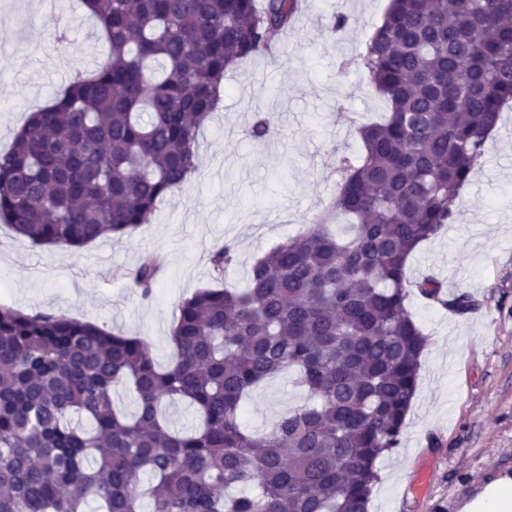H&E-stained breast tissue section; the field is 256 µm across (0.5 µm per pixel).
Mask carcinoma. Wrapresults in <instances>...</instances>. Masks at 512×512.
<instances>
[{"instance_id": "cac0c4a2", "label": "carcinoma", "mask_w": 512, "mask_h": 512, "mask_svg": "<svg viewBox=\"0 0 512 512\" xmlns=\"http://www.w3.org/2000/svg\"><path fill=\"white\" fill-rule=\"evenodd\" d=\"M109 58L32 112L0 153V222L33 247L123 237L197 169L228 66L274 48L296 0H83ZM388 114L309 229L249 286L179 306L175 360L138 336L0 306V512H368L376 463L400 445L427 346L409 288L458 313L407 263L454 223L456 200L512 101V0H389L362 57ZM271 133L265 117L247 130ZM350 219L348 236L328 223ZM236 260L233 243L210 262ZM163 266L126 277L150 299ZM308 403L262 434L239 413L283 372ZM129 389L128 414L114 394ZM196 412L174 427L166 407Z\"/></svg>"}]
</instances>
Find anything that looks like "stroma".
Listing matches in <instances>:
<instances>
[{
    "label": "stroma",
    "instance_id": "stroma-1",
    "mask_svg": "<svg viewBox=\"0 0 512 512\" xmlns=\"http://www.w3.org/2000/svg\"><path fill=\"white\" fill-rule=\"evenodd\" d=\"M388 3L299 0L277 49L226 73L220 109L199 136L195 177L130 235L33 248L0 223V305L141 337L167 365L181 300L201 288L247 287L254 261L336 196L342 160L361 151L357 124L387 110L360 57ZM336 12L349 21L333 32ZM108 54L81 0L54 12L46 0H0V150L68 83L69 69L95 70ZM259 115L274 126L263 141L245 135ZM227 241L237 261L220 274L209 254ZM152 252L164 268L145 301L123 273ZM426 276L475 307L458 314L410 290L407 309L428 343L401 444L378 463L369 512H462L489 483L512 480L511 107L458 196L454 224L410 257L409 281ZM304 400L281 375L253 392L242 421L265 431Z\"/></svg>",
    "mask_w": 512,
    "mask_h": 512
}]
</instances>
